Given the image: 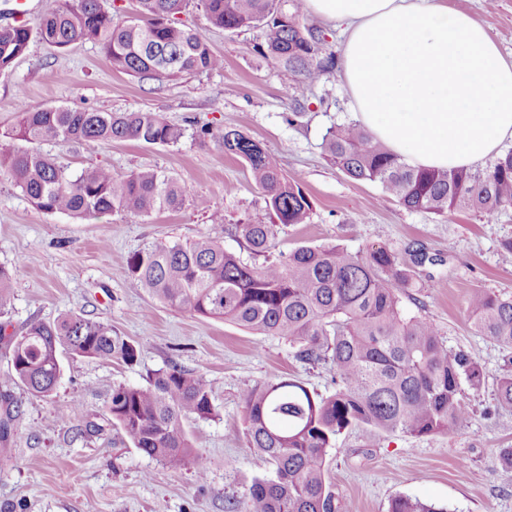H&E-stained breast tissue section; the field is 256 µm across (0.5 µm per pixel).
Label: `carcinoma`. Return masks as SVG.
<instances>
[{
  "instance_id": "obj_1",
  "label": "carcinoma",
  "mask_w": 512,
  "mask_h": 512,
  "mask_svg": "<svg viewBox=\"0 0 512 512\" xmlns=\"http://www.w3.org/2000/svg\"><path fill=\"white\" fill-rule=\"evenodd\" d=\"M120 17L102 0H50L40 26L0 27V72L38 39L63 49L76 41L100 46L112 68L140 80L175 79L223 67L224 59L181 18L188 0H136ZM210 24L226 30L260 28L256 46L297 89L318 82L334 65L323 54L321 31L301 23L304 0H198ZM181 128L157 112H98L64 107L25 108L0 133L31 144L1 149L0 168L41 211L73 218L126 213L149 216L185 203L212 209L191 188L150 170L119 174L87 167L75 177L34 145L139 141L174 145ZM224 153L241 158L263 191L272 223L239 224L243 248L260 265L224 249L218 236L190 244H155L126 258L129 272L161 301L206 318L224 319L263 336L288 340L293 357L330 365L335 391L327 396L298 380L275 376L242 394L248 447L271 465L244 491L225 497V512H336L328 480L330 451L352 427L414 436H456L466 423V391H481L480 364L448 348L426 317L402 305L413 287L409 269L386 247L352 253L338 244L300 245L272 260L279 226L307 223L312 203L285 176L273 155L237 129L219 137ZM325 151L347 177L379 184L407 209L445 215L466 208L494 213L512 208V150L484 170L415 169L358 124L329 128ZM16 268L0 266V315L12 306ZM475 333L512 349V295L476 291L469 299ZM13 379L36 396L52 395L61 377V349L80 357L131 364L139 350L112 325L82 314L33 321L9 337ZM495 400L512 410V370L497 381ZM112 424L132 447L171 469L205 476L206 460L186 436L183 421L215 415L212 386L176 365L143 387L118 385L106 403ZM387 512H447L406 496Z\"/></svg>"
}]
</instances>
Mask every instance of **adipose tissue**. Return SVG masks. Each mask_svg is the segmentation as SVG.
I'll return each mask as SVG.
<instances>
[{"instance_id":"obj_1","label":"adipose tissue","mask_w":512,"mask_h":512,"mask_svg":"<svg viewBox=\"0 0 512 512\" xmlns=\"http://www.w3.org/2000/svg\"><path fill=\"white\" fill-rule=\"evenodd\" d=\"M347 24L340 77L357 121L417 169H470L512 140V62L445 0H307Z\"/></svg>"}]
</instances>
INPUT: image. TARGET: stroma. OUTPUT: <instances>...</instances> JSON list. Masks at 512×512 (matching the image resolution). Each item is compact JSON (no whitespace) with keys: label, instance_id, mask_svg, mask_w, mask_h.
Here are the masks:
<instances>
[{"label":"stroma","instance_id":"obj_1","mask_svg":"<svg viewBox=\"0 0 512 512\" xmlns=\"http://www.w3.org/2000/svg\"><path fill=\"white\" fill-rule=\"evenodd\" d=\"M447 2L483 25L512 60V0ZM183 19L223 56L222 69L142 81L113 69L92 43L58 49L35 41L0 74L2 130L13 127L25 108L161 113L184 129L179 143L45 141L39 148L73 172L93 165L122 173L153 169L213 204L209 211L188 203L149 216L74 219L37 209L0 170V265L16 269L12 307L0 316L6 335H21L37 320L79 313L110 322L140 350L132 364L62 353L61 379L43 398L11 381L0 340V394L9 395L19 412L8 439L0 440V457L8 459L0 468V512H224L226 495L269 472L247 445L243 390L287 374L321 395L333 392L328 367L296 361L288 341L173 309L125 266L129 255L154 244H186L211 233L216 211L226 227L224 248L238 255L243 249L235 225L269 223L263 193L245 163L214 139L227 128L273 153L312 201L307 223L280 227L276 252L326 243L353 252L372 246L395 251L415 281L405 309L428 317L449 348L469 352L485 373V388L468 398L470 415L455 437L363 428L341 434L330 460L337 512H387L398 495L449 512H512V469L499 459L501 449L512 448V410L493 398L498 376L512 370V350L475 334L468 311L476 291L512 292V262L502 252L512 239V209L441 217L405 209L379 184L351 180L324 149L331 126L356 120L338 71L292 90L281 68L256 51L260 30L214 27L193 4ZM205 124L212 135L198 138ZM420 253L425 261L414 263ZM172 364L212 384L215 416L183 423L207 458L202 479L133 448L106 413L114 385H146Z\"/></svg>","mask_w":512,"mask_h":512}]
</instances>
